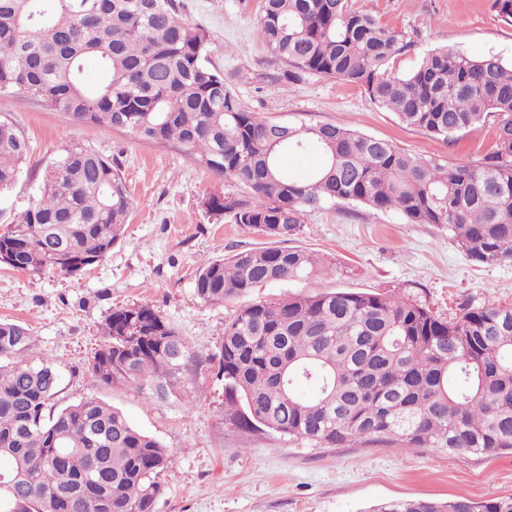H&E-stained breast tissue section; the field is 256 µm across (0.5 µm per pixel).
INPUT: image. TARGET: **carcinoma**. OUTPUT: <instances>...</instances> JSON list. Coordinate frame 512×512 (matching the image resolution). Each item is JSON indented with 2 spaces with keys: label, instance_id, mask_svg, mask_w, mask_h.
Returning <instances> with one entry per match:
<instances>
[{
  "label": "carcinoma",
  "instance_id": "1",
  "mask_svg": "<svg viewBox=\"0 0 512 512\" xmlns=\"http://www.w3.org/2000/svg\"><path fill=\"white\" fill-rule=\"evenodd\" d=\"M268 48L291 67L360 87L403 124L444 142L495 129L480 158L433 164L394 143L332 123L291 125L250 111L204 63L206 33L179 0H0V95L14 94L82 124L146 145L175 141L246 190L208 209L273 245L208 259L198 299L222 304L253 289L336 275V262L289 247L309 210L341 201L445 226L478 264L512 261V65L499 55L434 48L407 75L390 71L407 42L351 0H263ZM105 76L86 84L85 65ZM313 148L305 176L282 156ZM26 138L0 120V192L18 180ZM131 199L119 166L71 143L47 166L37 200L0 233V263L72 274L104 261ZM89 371L164 399L182 376L214 365L225 416L241 430L327 448L360 443L440 454L512 452V308L494 302L445 321L394 294L334 289L240 306L219 352L197 360L148 304L113 308ZM309 384L314 395L299 387ZM59 374L37 358L30 330L0 321V512H154L173 455L118 408L96 398L56 407ZM368 512H512V497L388 500Z\"/></svg>",
  "mask_w": 512,
  "mask_h": 512
}]
</instances>
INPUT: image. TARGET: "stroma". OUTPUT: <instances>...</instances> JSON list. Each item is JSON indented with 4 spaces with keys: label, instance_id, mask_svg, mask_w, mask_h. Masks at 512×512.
<instances>
[{
    "label": "stroma",
    "instance_id": "stroma-1",
    "mask_svg": "<svg viewBox=\"0 0 512 512\" xmlns=\"http://www.w3.org/2000/svg\"><path fill=\"white\" fill-rule=\"evenodd\" d=\"M383 24L403 32L407 47L390 62L403 75L436 46L512 63V23L493 0H356ZM184 19L207 34L210 68L254 112L292 125L334 123L394 142L447 165L480 157L494 143L490 125L460 132L453 145L402 125L360 88L305 75L266 47L258 17L262 0H180ZM0 119L28 140L19 180L0 192V232L39 194L43 173L63 146L79 143L118 162L132 206L109 257L76 276H30L0 266V320L27 326L37 355L53 359L59 404L96 396L121 409L141 431L174 454L162 477L156 512H368L392 499L476 501L512 497V456L361 444L324 448L268 432L253 434L224 419V382L200 366L176 394L154 400L128 384L100 385L88 361L110 310L133 303L159 310L192 353L218 352L238 301L207 304L194 292L200 261L261 245L262 236L209 211L213 195L239 185L201 166L174 142L144 145L109 127L79 124L20 98L0 96ZM295 245L335 260L336 278L312 277L258 287L250 300H272L332 288L394 293L448 321L496 301L512 307V262L469 261L447 228L409 224L395 211L347 203L305 213Z\"/></svg>",
    "mask_w": 512,
    "mask_h": 512
}]
</instances>
